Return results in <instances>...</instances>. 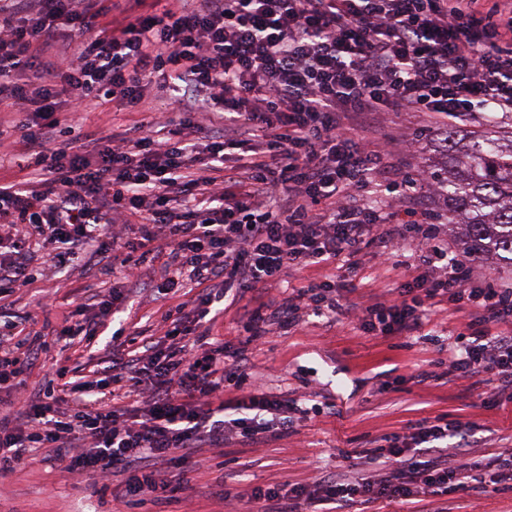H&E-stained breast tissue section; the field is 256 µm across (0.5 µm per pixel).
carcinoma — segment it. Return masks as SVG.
Segmentation results:
<instances>
[{"instance_id":"1","label":"carcinoma","mask_w":512,"mask_h":512,"mask_svg":"<svg viewBox=\"0 0 512 512\" xmlns=\"http://www.w3.org/2000/svg\"><path fill=\"white\" fill-rule=\"evenodd\" d=\"M464 141L445 137L424 169L426 184L444 201L436 220L465 225L463 252L471 257L496 258L512 267V135L500 138L494 127L512 129V114L479 113Z\"/></svg>"}]
</instances>
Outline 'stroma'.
<instances>
[{"mask_svg":"<svg viewBox=\"0 0 512 512\" xmlns=\"http://www.w3.org/2000/svg\"><path fill=\"white\" fill-rule=\"evenodd\" d=\"M436 126L426 112H390L382 125L365 129L364 135L374 140L387 131L408 137ZM361 257L363 266L352 279L354 290L346 295L350 305L361 303L367 289L398 285L416 274L407 265L384 271L370 245L363 246ZM112 286L125 288L124 308L102 329L93 349L74 347L80 361L93 364L108 355L113 330L121 326L133 334L155 326L172 299L155 296L143 281L124 279L118 272L89 276L75 269L37 279L0 301V313H32L34 331L54 341L34 361L28 393L36 392L52 360L64 358L57 337L66 317L79 304L95 313V294ZM439 348V342L415 336L363 333L355 319L345 316L332 322L324 315H310L299 326L274 330L246 353L250 384L268 392L309 386L319 394L320 413L257 447L231 442L197 449L195 456L204 460V467L189 472L184 488L150 512H267L268 503L243 497L242 489L301 482L320 466L350 470L353 461L344 455L347 447H368L372 440L412 432L422 420L438 416L462 422L456 440L473 446L477 455L493 458L512 448V407L497 405L490 387L416 382V374L438 358ZM222 484L239 494L232 507H225L216 495ZM123 490L124 477L118 473L106 494L94 493L90 483L75 481L41 451L14 474L0 478V512H129ZM448 512H512V492L480 494L467 488L449 500Z\"/></svg>","mask_w":512,"mask_h":512,"instance_id":"1","label":"stroma"}]
</instances>
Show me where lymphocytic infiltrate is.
Listing matches in <instances>:
<instances>
[{"label":"lymphocytic infiltrate","mask_w":512,"mask_h":512,"mask_svg":"<svg viewBox=\"0 0 512 512\" xmlns=\"http://www.w3.org/2000/svg\"><path fill=\"white\" fill-rule=\"evenodd\" d=\"M157 76L183 106L169 137L154 138V117L135 139L86 124L92 103L139 108ZM1 104L27 176L0 185V299L32 282L33 236L45 277L90 253L100 271L139 279L150 247L171 264L158 294L187 279L199 291L162 314V341H120L89 377L54 364L35 400L19 391L47 342L25 337L26 317L1 322L0 390L18 392L19 408L0 415V477L45 449L80 480L125 473L137 505L184 481L196 465L189 449L260 444L293 425L310 394L250 389L225 418L227 384L244 382L246 367L226 363L211 330L229 300L245 303L249 344L310 310L348 314L332 276L275 300L262 291L290 268L340 259L357 270L365 243L385 267L418 248L421 272L369 291L360 330L411 336L458 315L472 343L449 346L418 383H487L512 404V286L449 255L447 230L417 205L423 174L388 184L393 211L360 196L397 145L366 140L363 116L428 112L443 125L478 107L512 113V0H0ZM202 112L220 113L223 131L205 130ZM231 145L246 155L236 167L225 164ZM125 301L114 288L97 314L75 308L65 335L91 342ZM121 394L141 406H116ZM452 432L426 420L375 449L368 474L322 472L251 496L278 500L277 512L424 496L428 512H446L439 497L464 479L487 489L481 462L449 447Z\"/></svg>","instance_id":"obj_1"}]
</instances>
